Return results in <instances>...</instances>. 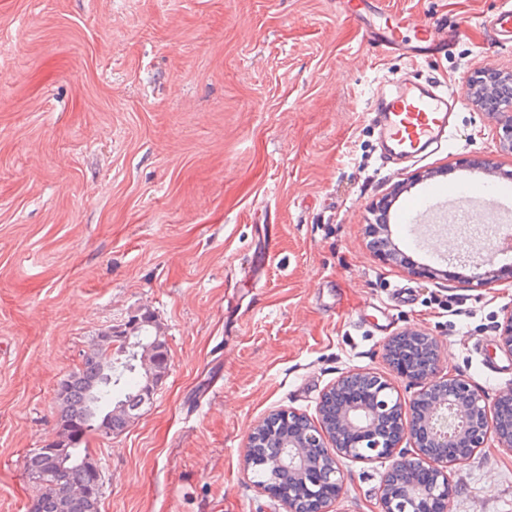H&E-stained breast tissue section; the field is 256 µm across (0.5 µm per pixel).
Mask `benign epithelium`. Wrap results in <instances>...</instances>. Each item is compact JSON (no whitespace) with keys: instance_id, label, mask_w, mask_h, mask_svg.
I'll list each match as a JSON object with an SVG mask.
<instances>
[{"instance_id":"benign-epithelium-1","label":"benign epithelium","mask_w":512,"mask_h":512,"mask_svg":"<svg viewBox=\"0 0 512 512\" xmlns=\"http://www.w3.org/2000/svg\"><path fill=\"white\" fill-rule=\"evenodd\" d=\"M498 117L496 139L512 148V98L490 100ZM420 332H409L391 340L385 347L386 358L391 348L401 344L410 351L411 363L397 373L418 388L409 402L394 395L393 384L377 372L352 370L327 389L318 411L327 413L328 421L314 423L304 413L276 410L270 413L247 436L245 466H250L257 448H276L275 455H264L263 464L286 473L288 482L268 489L285 507V512H330V495L339 494L343 480L340 469L331 493H320L313 475L327 463L338 458L371 462L391 461L390 481L380 488L381 512H433L432 503L447 493L448 468L471 458V451L485 447L489 437H496L512 447V415L500 413V404L512 402V386L494 400L474 388L462 374L439 377L438 345L433 337L426 340L430 353L417 350L411 339ZM501 348L512 354V312L499 325ZM282 417L288 418L292 429L268 442L265 426ZM69 433L60 432L42 449L48 466L55 470L53 484L60 501L53 505L30 504V512L55 510L74 497L89 498L93 486L79 489L65 484L57 455L65 451ZM410 440L415 452L400 451L404 440ZM427 471L433 481L421 484L417 473Z\"/></svg>"}]
</instances>
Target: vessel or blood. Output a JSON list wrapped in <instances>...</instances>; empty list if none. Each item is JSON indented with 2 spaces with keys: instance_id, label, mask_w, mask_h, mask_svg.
<instances>
[{
  "instance_id": "obj_1",
  "label": "vessel or blood",
  "mask_w": 512,
  "mask_h": 512,
  "mask_svg": "<svg viewBox=\"0 0 512 512\" xmlns=\"http://www.w3.org/2000/svg\"><path fill=\"white\" fill-rule=\"evenodd\" d=\"M351 9L363 18L369 39L383 51L425 58L448 51L447 32L428 25L418 27L414 42H406L407 17L383 11L380 0H353ZM487 32L498 41L512 42V0L489 21ZM456 108L453 92L437 85L404 76L384 83L373 112L386 163L400 165L446 146ZM497 180V175L485 171L463 188L443 179L431 180L422 191L395 198L388 219L410 231L420 224H464L474 212L497 216L507 197L503 191H488V184Z\"/></svg>"
}]
</instances>
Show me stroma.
<instances>
[{
  "instance_id": "stroma-1",
  "label": "stroma",
  "mask_w": 512,
  "mask_h": 512,
  "mask_svg": "<svg viewBox=\"0 0 512 512\" xmlns=\"http://www.w3.org/2000/svg\"><path fill=\"white\" fill-rule=\"evenodd\" d=\"M502 0H383L455 32L445 56L379 49L347 0H0V512H28L25 457L57 425L56 388L96 336L152 312L170 368L120 435L94 439L100 512H284L254 486L247 435L269 413L317 418L346 372L385 375V345L435 338L439 372L512 386L497 326L512 283L368 245L373 210L467 158L512 170L470 77L512 75L481 25ZM405 75L462 95L449 148L397 170L368 109ZM332 512H380L388 462L341 460ZM450 512H512V450L490 438L448 472Z\"/></svg>"
}]
</instances>
